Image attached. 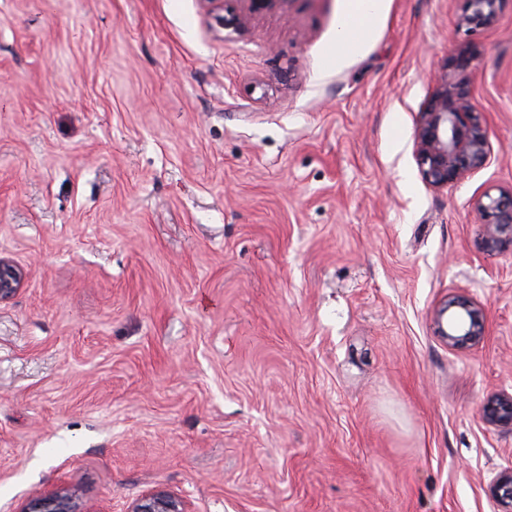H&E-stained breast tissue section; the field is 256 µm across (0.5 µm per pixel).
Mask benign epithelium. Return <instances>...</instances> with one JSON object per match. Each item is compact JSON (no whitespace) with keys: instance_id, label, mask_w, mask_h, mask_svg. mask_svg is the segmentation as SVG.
Listing matches in <instances>:
<instances>
[{"instance_id":"benign-epithelium-1","label":"benign epithelium","mask_w":512,"mask_h":512,"mask_svg":"<svg viewBox=\"0 0 512 512\" xmlns=\"http://www.w3.org/2000/svg\"><path fill=\"white\" fill-rule=\"evenodd\" d=\"M460 25L490 27L497 20L498 0H464ZM470 58L459 53L448 59L434 77L433 93L421 112L415 136V152L423 179L436 189L446 188L483 165L492 150L491 132L479 119V106L469 95L461 74ZM473 207L485 233L482 247L489 252L512 250V191L494 197L486 192ZM26 272L14 261L0 258V302L22 287ZM485 307L474 300L450 295L435 311L437 333L452 349L475 345L484 336ZM485 423L512 428V395L489 398L481 407ZM489 495L506 512H512V467L501 471L489 486ZM20 512H100L99 506L83 500L76 490L54 485L34 492ZM130 512H188L186 501L155 490L137 498Z\"/></svg>"}]
</instances>
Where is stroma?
I'll list each match as a JSON object with an SVG mask.
<instances>
[{
	"mask_svg": "<svg viewBox=\"0 0 512 512\" xmlns=\"http://www.w3.org/2000/svg\"><path fill=\"white\" fill-rule=\"evenodd\" d=\"M0 0V512L63 484L104 512H502L512 254L471 204L512 189V0ZM492 132L435 189L415 155L458 52ZM480 301L451 349L435 305ZM339 30L338 44L340 53L336 55V64L341 63L348 54L359 46L362 38L379 22L383 0H348ZM465 9L460 25L469 28L490 27L497 20L498 0H464ZM26 272L14 261L0 258V302L9 300L22 287ZM448 314L446 325L445 315ZM485 307L459 295H448L435 311L437 333L452 349L475 345L484 336ZM482 419L485 423L512 428V395L500 394L489 398L481 407ZM489 495L503 508L505 512L512 511V467L501 471L489 486ZM186 501L165 490H155L137 498L130 512H188Z\"/></svg>",
	"mask_w": 512,
	"mask_h": 512,
	"instance_id": "obj_1",
	"label": "stroma"
}]
</instances>
